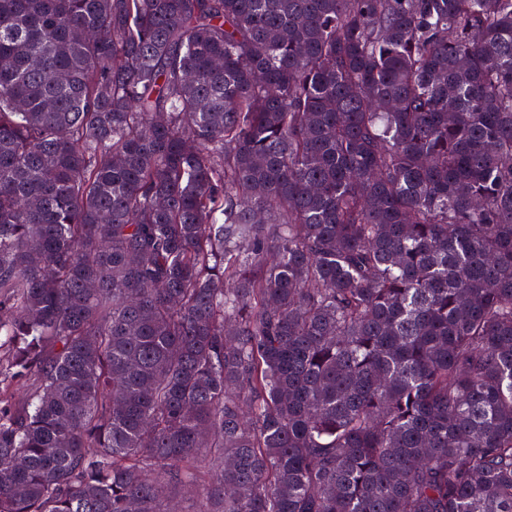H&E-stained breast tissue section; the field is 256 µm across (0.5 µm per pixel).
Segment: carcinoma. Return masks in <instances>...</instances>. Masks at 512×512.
<instances>
[{"label": "carcinoma", "mask_w": 512, "mask_h": 512, "mask_svg": "<svg viewBox=\"0 0 512 512\" xmlns=\"http://www.w3.org/2000/svg\"><path fill=\"white\" fill-rule=\"evenodd\" d=\"M1 336L0 512H512V0H0Z\"/></svg>", "instance_id": "carcinoma-1"}]
</instances>
